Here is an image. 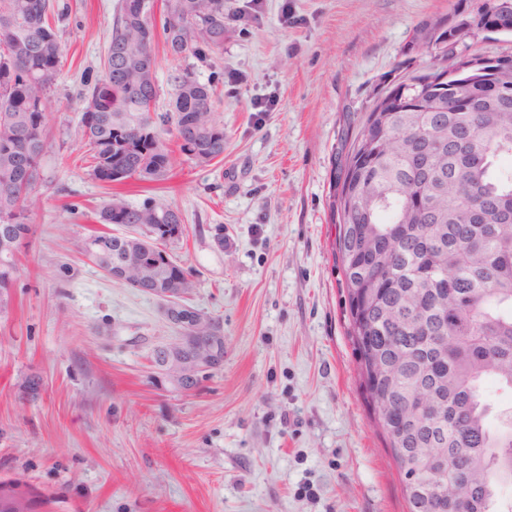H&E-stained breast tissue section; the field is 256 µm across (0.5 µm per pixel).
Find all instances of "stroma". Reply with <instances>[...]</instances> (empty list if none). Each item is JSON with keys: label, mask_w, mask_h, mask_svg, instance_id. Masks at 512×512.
I'll list each match as a JSON object with an SVG mask.
<instances>
[{"label": "stroma", "mask_w": 512, "mask_h": 512, "mask_svg": "<svg viewBox=\"0 0 512 512\" xmlns=\"http://www.w3.org/2000/svg\"><path fill=\"white\" fill-rule=\"evenodd\" d=\"M67 2L31 232L0 311V480L51 512H406L346 331L330 204L375 92L430 61L408 50L414 29L459 0H224L222 50L177 63L155 44L156 111L177 67L215 85L223 160L180 154L168 180L114 186L83 161L76 89L101 69L120 0ZM114 192L182 214L171 254L193 272L188 301L224 329V363L195 390L153 365L179 336L160 300L80 254Z\"/></svg>", "instance_id": "stroma-1"}]
</instances>
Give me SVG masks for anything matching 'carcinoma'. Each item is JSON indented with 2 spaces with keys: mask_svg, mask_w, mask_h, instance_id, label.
Here are the masks:
<instances>
[{
  "mask_svg": "<svg viewBox=\"0 0 512 512\" xmlns=\"http://www.w3.org/2000/svg\"><path fill=\"white\" fill-rule=\"evenodd\" d=\"M121 3L103 71L81 77L80 126L99 181L160 182L174 163L156 124L174 122L179 151L200 163L224 156L212 117L215 89L173 75L172 113L153 117L157 31L181 60L198 43L220 50L224 0ZM56 0H0V296L17 280V254L36 203L34 174L47 152L46 102L63 63ZM512 33V0L476 5L452 23H422L411 44L435 50L428 70L375 94L341 160L331 211L343 277L347 334L374 424L398 467L407 512H501L512 483V415L495 426L484 386L512 390V55L455 51L461 37ZM125 235L93 231L81 252L116 282L182 299L193 272L167 251L185 235L181 212L113 198L96 213ZM44 500L0 482V512H40Z\"/></svg>",
  "mask_w": 512,
  "mask_h": 512,
  "instance_id": "1",
  "label": "carcinoma"
}]
</instances>
